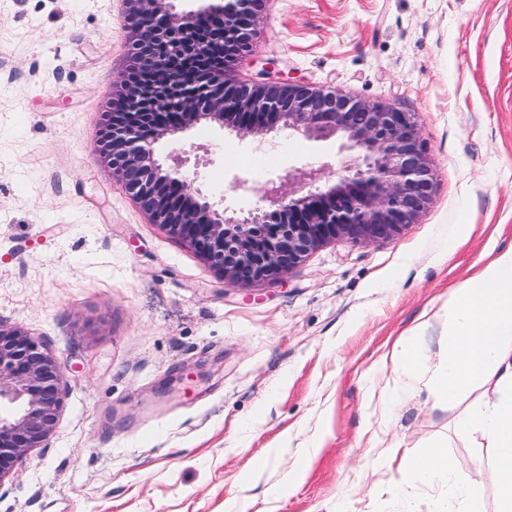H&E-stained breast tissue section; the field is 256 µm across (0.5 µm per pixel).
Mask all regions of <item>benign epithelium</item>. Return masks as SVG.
Listing matches in <instances>:
<instances>
[{"mask_svg": "<svg viewBox=\"0 0 512 512\" xmlns=\"http://www.w3.org/2000/svg\"><path fill=\"white\" fill-rule=\"evenodd\" d=\"M135 65L112 98L103 154L125 191L148 216L190 246L231 284L277 276L337 238L393 236L428 207L435 171L413 114L329 88L265 74H231L250 50L267 0H126ZM201 123L263 138L288 129L335 137L354 153L334 183L287 199L279 187L254 191L278 211L226 215L179 166L163 168L154 144ZM63 374L53 355L17 328L0 324V481L15 462L55 432Z\"/></svg>", "mask_w": 512, "mask_h": 512, "instance_id": "1", "label": "benign epithelium"}]
</instances>
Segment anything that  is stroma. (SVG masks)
Instances as JSON below:
<instances>
[{
	"instance_id": "35a3bbf8",
	"label": "stroma",
	"mask_w": 512,
	"mask_h": 512,
	"mask_svg": "<svg viewBox=\"0 0 512 512\" xmlns=\"http://www.w3.org/2000/svg\"><path fill=\"white\" fill-rule=\"evenodd\" d=\"M130 63L124 0H0V324L64 375L58 427L0 481V512H444L445 486L398 495L404 455L444 443L472 473L490 448L455 436L427 380L370 368L400 336L438 357L453 288L512 244V0H268L237 77L270 65L413 113L436 185L393 237L246 285L149 223L102 157ZM155 149L198 162L230 213L261 203L234 177L300 197L349 157L208 124Z\"/></svg>"
}]
</instances>
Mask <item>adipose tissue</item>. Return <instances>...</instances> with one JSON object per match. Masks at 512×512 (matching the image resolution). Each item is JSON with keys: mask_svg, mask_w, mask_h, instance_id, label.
<instances>
[{"mask_svg": "<svg viewBox=\"0 0 512 512\" xmlns=\"http://www.w3.org/2000/svg\"><path fill=\"white\" fill-rule=\"evenodd\" d=\"M391 362L409 379L428 375L436 406L454 411V433L466 439L478 434L492 450L491 477L495 507L487 509L483 474H456L447 454L433 444L409 457L413 476L401 486L410 497L422 486L447 484L448 500L462 512H512V246L497 253L454 295L448 334L436 363H429L418 341L398 338ZM493 385V401L472 404L468 397L480 385Z\"/></svg>", "mask_w": 512, "mask_h": 512, "instance_id": "obj_1", "label": "adipose tissue"}]
</instances>
